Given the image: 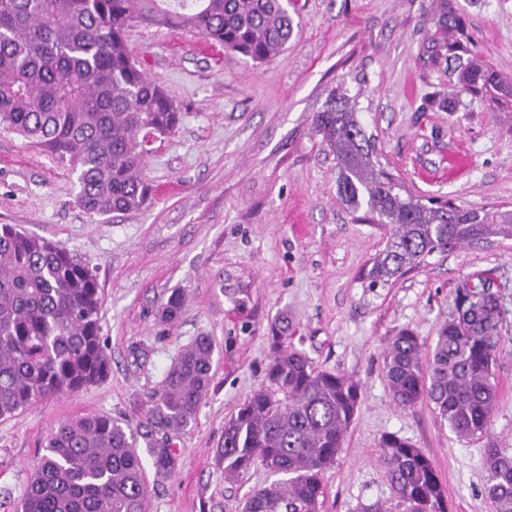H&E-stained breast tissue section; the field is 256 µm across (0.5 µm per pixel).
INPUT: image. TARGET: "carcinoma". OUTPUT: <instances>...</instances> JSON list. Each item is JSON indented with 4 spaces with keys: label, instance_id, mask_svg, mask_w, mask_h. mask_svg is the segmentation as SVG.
Listing matches in <instances>:
<instances>
[{
    "label": "carcinoma",
    "instance_id": "carcinoma-1",
    "mask_svg": "<svg viewBox=\"0 0 512 512\" xmlns=\"http://www.w3.org/2000/svg\"><path fill=\"white\" fill-rule=\"evenodd\" d=\"M134 23L189 29L255 62L280 55L296 36L287 0H0V124L32 141L77 176L78 201L98 215L131 212L152 188L142 176L144 139L176 132L182 114L166 90L132 58ZM430 57L461 69V89L512 97V83L448 47L459 17L443 11ZM315 131L336 156L337 194L360 219L388 232L385 249L362 278L385 285L435 253L512 239V209L473 208L448 199L423 203L379 164L374 138L350 101L331 93L314 114ZM184 303L171 291L161 318ZM102 291L88 267L60 242L0 225V418L77 392L111 368L102 342ZM503 322L491 287L459 296L434 347L403 330L389 344L384 369L393 401L433 404L437 420L461 439L486 433L498 390L495 353ZM288 319L275 327L265 384L224 426L216 449L230 478L261 465L273 480L257 487L242 512H319L323 475L336 461L360 404V386L321 371L292 343ZM213 340L199 336L136 409L133 426L108 415L57 425L20 501V512H145L138 452L144 443L156 471L179 465L168 436L187 427L212 382ZM395 508L360 512H448L431 458L395 434L380 440ZM485 492L494 512H512V454L489 448Z\"/></svg>",
    "mask_w": 512,
    "mask_h": 512
}]
</instances>
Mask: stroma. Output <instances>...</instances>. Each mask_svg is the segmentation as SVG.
I'll return each mask as SVG.
<instances>
[{
	"instance_id": "stroma-1",
	"label": "stroma",
	"mask_w": 512,
	"mask_h": 512,
	"mask_svg": "<svg viewBox=\"0 0 512 512\" xmlns=\"http://www.w3.org/2000/svg\"><path fill=\"white\" fill-rule=\"evenodd\" d=\"M444 6L459 15L469 54L512 80V0H296L297 35L265 63L205 53L190 30L130 27L132 56L183 114L147 158L154 194L136 212L87 213L66 166L0 128V224L59 241L88 266L104 296L111 360L102 381L0 419V512H17L59 421L132 419L200 336L214 341L213 380L194 420L172 436L177 471L157 473L143 457L146 512H239L268 474L258 466L228 479L214 450L225 422L263 384L271 327L282 317L317 369L361 388L324 474L321 512L389 501L379 448L387 433L432 459L448 512H493L484 451L512 448V240L437 253L393 284L366 287L361 271L387 236L341 203L336 160L313 126L329 93L343 92L356 99L381 166L411 193L512 205V97L493 103L462 92L456 72L424 59ZM485 283L505 318L499 394L486 435L460 439L432 404L393 402L384 354L402 330L434 346L458 293ZM176 288L186 300L168 323L160 307Z\"/></svg>"
}]
</instances>
